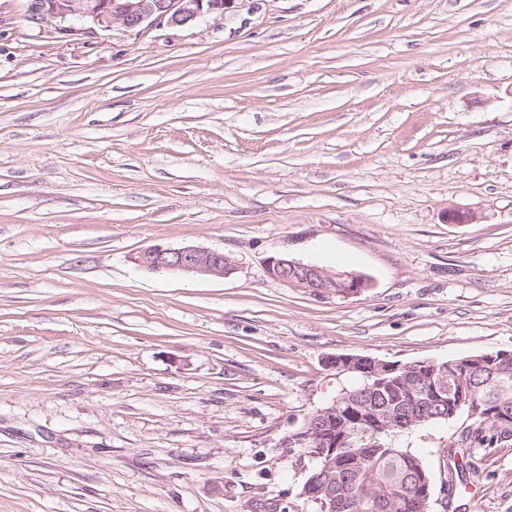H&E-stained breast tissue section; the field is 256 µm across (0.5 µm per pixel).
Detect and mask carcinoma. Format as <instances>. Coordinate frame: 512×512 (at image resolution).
Segmentation results:
<instances>
[{
	"label": "carcinoma",
	"instance_id": "cac0c4a2",
	"mask_svg": "<svg viewBox=\"0 0 512 512\" xmlns=\"http://www.w3.org/2000/svg\"><path fill=\"white\" fill-rule=\"evenodd\" d=\"M445 371L425 369L416 381L396 372L372 390L365 364L354 368V382L322 406L329 411L318 438L299 449L308 470L301 493L312 503L336 493L337 512H432L433 502L421 495L432 486V471L423 456L402 447L397 437L419 427L469 413L473 405H489L492 417L477 414L468 426L463 448L442 449L443 467L454 477H466L465 456L476 448L512 440V363H489L484 354L462 358ZM392 412L396 424L377 448H363V433L376 427L377 414ZM348 446L335 454L322 453L321 444L341 434Z\"/></svg>",
	"mask_w": 512,
	"mask_h": 512
}]
</instances>
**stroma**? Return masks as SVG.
Returning a JSON list of instances; mask_svg holds the SVG:
<instances>
[{
    "mask_svg": "<svg viewBox=\"0 0 512 512\" xmlns=\"http://www.w3.org/2000/svg\"><path fill=\"white\" fill-rule=\"evenodd\" d=\"M0 0V512H317L337 354L512 350V0H234L60 41ZM470 212L449 223V210ZM157 244L231 275L138 268ZM373 286L318 299L269 257ZM434 512H512V443Z\"/></svg>",
    "mask_w": 512,
    "mask_h": 512,
    "instance_id": "obj_1",
    "label": "stroma"
}]
</instances>
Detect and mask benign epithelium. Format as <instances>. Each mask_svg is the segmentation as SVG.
Returning <instances> with one entry per match:
<instances>
[{
  "label": "benign epithelium",
  "mask_w": 512,
  "mask_h": 512,
  "mask_svg": "<svg viewBox=\"0 0 512 512\" xmlns=\"http://www.w3.org/2000/svg\"><path fill=\"white\" fill-rule=\"evenodd\" d=\"M233 0H27L24 18L33 27L53 26L63 41L91 37L119 24L128 30L169 25L183 26L211 15H224ZM140 268L171 271L187 275L222 278L235 269L234 260L226 253L198 246L173 248L155 245L133 258ZM267 271L274 279L291 288H302L310 295L323 299L330 296H357L372 287V281L354 271H331L304 263L288 255L272 256ZM369 362L373 376L401 371L414 378L423 365L435 362H390L350 354L336 355L329 364L338 372L351 370L358 362ZM313 438L312 432L301 429L289 434L280 443L288 455Z\"/></svg>",
  "instance_id": "7a95c632"
}]
</instances>
